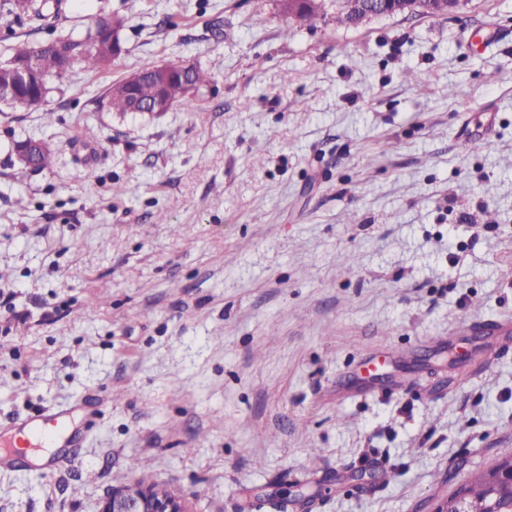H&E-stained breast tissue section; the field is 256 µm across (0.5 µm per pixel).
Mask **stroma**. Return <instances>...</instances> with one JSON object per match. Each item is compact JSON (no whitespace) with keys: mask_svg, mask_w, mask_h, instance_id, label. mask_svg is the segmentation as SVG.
<instances>
[{"mask_svg":"<svg viewBox=\"0 0 512 512\" xmlns=\"http://www.w3.org/2000/svg\"><path fill=\"white\" fill-rule=\"evenodd\" d=\"M323 3L311 26L278 0L0 9V47L125 19L108 68L0 107V432L71 407L82 439L0 467V512H97L141 460L193 512L299 483L288 512H434L512 457V0L355 26ZM161 61L212 79L108 109ZM25 138L55 164L22 168ZM7 3V9L11 14L17 18L22 16L29 17L31 21L44 20L47 17V12L54 10V13H58L61 6L60 0H5ZM54 2L56 8H54ZM126 78L113 82L105 92L107 103L112 111L128 114L132 109L131 98L127 91ZM134 92L138 100L142 103L154 101L155 97L160 93L157 84L153 80H141L136 84ZM172 105L164 98H159L150 104H141L138 101L133 103V112L130 113H160L167 112Z\"/></svg>","mask_w":512,"mask_h":512,"instance_id":"stroma-1","label":"stroma"}]
</instances>
